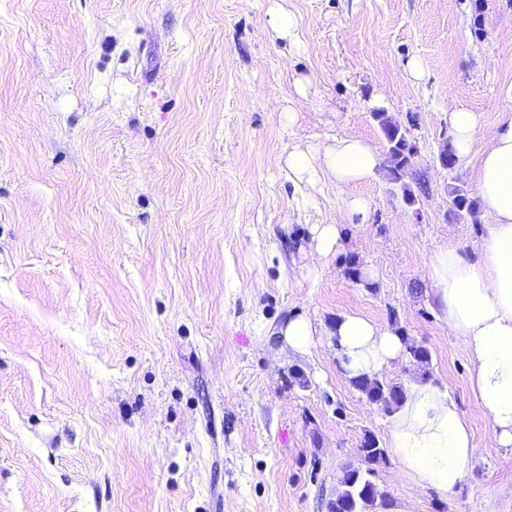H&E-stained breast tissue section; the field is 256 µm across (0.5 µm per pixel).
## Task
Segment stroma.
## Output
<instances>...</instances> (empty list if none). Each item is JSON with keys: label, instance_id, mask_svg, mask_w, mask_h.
Here are the masks:
<instances>
[{"label": "stroma", "instance_id": "stroma-1", "mask_svg": "<svg viewBox=\"0 0 512 512\" xmlns=\"http://www.w3.org/2000/svg\"><path fill=\"white\" fill-rule=\"evenodd\" d=\"M461 105L480 146L512 110V0H0V512H327L392 418L342 373L346 314L425 347L474 435L451 500L386 455L383 512H512V452H488L427 294L430 253L470 255L490 221L448 213L479 160L437 161ZM378 107L417 150L402 181L385 162L357 186L289 178L298 145L386 155ZM293 314L324 331L309 351L279 334ZM312 249L310 252L309 272H317L322 261L339 247V232L336 224H316L312 231Z\"/></svg>", "mask_w": 512, "mask_h": 512}]
</instances>
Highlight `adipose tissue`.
I'll return each instance as SVG.
<instances>
[{
    "instance_id": "1",
    "label": "adipose tissue",
    "mask_w": 512,
    "mask_h": 512,
    "mask_svg": "<svg viewBox=\"0 0 512 512\" xmlns=\"http://www.w3.org/2000/svg\"><path fill=\"white\" fill-rule=\"evenodd\" d=\"M479 128L477 112L458 107L448 117V147L468 157ZM376 149L338 138L321 149L295 148L288 173L296 181L321 178L339 186L373 178ZM476 194L492 222L470 243L476 260L457 245L436 248L428 263L429 291L441 323L460 337L470 355L471 391L491 424V451H512V113L483 147L474 173ZM347 378L376 375L399 361L407 346L388 324L346 314L332 331ZM388 441L397 479L448 498L468 479L474 453L471 427L436 380L421 376L406 388L393 413Z\"/></svg>"
}]
</instances>
